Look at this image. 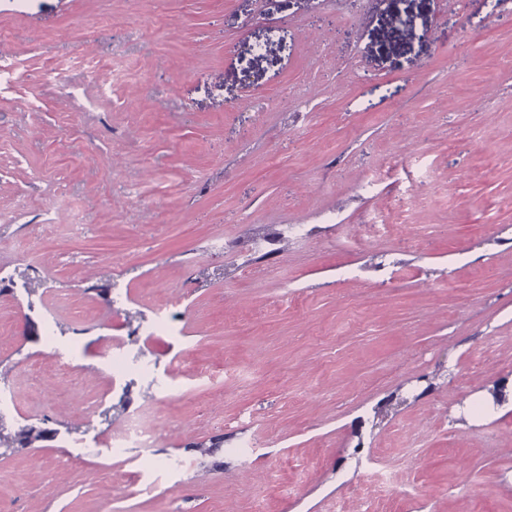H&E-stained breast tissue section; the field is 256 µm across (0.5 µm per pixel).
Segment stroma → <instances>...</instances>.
I'll use <instances>...</instances> for the list:
<instances>
[{"instance_id":"obj_1","label":"stroma","mask_w":512,"mask_h":512,"mask_svg":"<svg viewBox=\"0 0 512 512\" xmlns=\"http://www.w3.org/2000/svg\"><path fill=\"white\" fill-rule=\"evenodd\" d=\"M511 200L512 0H0V512H512ZM157 430L145 422L142 414H130L124 428L110 432L109 442L113 448H140L144 454H151L156 446ZM38 428L39 427L33 424H25L19 426L13 433L9 432L5 434L2 432L1 427L0 450H4L0 452V456L6 455L8 452H12L15 448L26 447L25 442L29 441L30 438L38 435V433H36Z\"/></svg>"}]
</instances>
